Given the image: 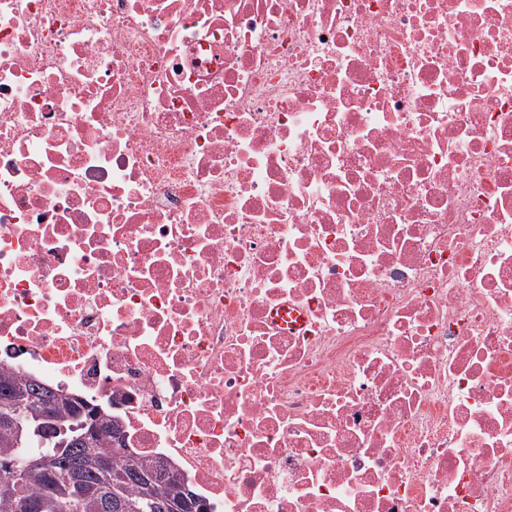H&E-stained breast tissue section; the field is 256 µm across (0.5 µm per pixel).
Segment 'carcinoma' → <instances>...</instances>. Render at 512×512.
Masks as SVG:
<instances>
[{"label":"carcinoma","mask_w":512,"mask_h":512,"mask_svg":"<svg viewBox=\"0 0 512 512\" xmlns=\"http://www.w3.org/2000/svg\"><path fill=\"white\" fill-rule=\"evenodd\" d=\"M41 383L12 370L0 373V465L21 462L31 456L46 455L48 467L28 468L20 472L22 498L39 505L38 512H205L194 492L182 493L183 481L167 477L164 486L149 489L154 477L153 465L127 451L120 430L102 428L92 433L87 421L99 418L104 423L111 415L101 413L78 398L67 403L66 414L57 415L64 427L53 441L40 443L35 433ZM29 430L28 441L17 445L15 429ZM77 458H110L112 469L87 470L83 484L95 491L66 493L69 464Z\"/></svg>","instance_id":"1"}]
</instances>
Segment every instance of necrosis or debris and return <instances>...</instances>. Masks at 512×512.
<instances>
[{
  "mask_svg": "<svg viewBox=\"0 0 512 512\" xmlns=\"http://www.w3.org/2000/svg\"><path fill=\"white\" fill-rule=\"evenodd\" d=\"M0 364L206 512H512V0H0Z\"/></svg>",
  "mask_w": 512,
  "mask_h": 512,
  "instance_id": "obj_1",
  "label": "necrosis or debris"
}]
</instances>
